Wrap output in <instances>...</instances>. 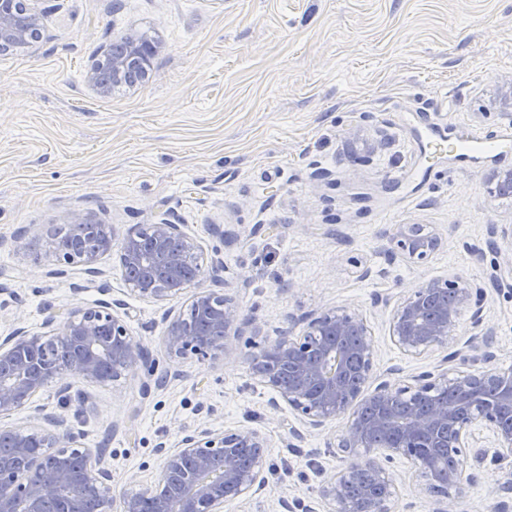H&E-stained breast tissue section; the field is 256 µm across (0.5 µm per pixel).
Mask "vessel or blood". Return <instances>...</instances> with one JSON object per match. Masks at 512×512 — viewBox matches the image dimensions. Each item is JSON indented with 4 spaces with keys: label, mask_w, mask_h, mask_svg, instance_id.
Returning <instances> with one entry per match:
<instances>
[{
    "label": "vessel or blood",
    "mask_w": 512,
    "mask_h": 512,
    "mask_svg": "<svg viewBox=\"0 0 512 512\" xmlns=\"http://www.w3.org/2000/svg\"><path fill=\"white\" fill-rule=\"evenodd\" d=\"M415 131L420 162L416 169L397 173V180L428 183L433 167L445 159L469 165L480 158L512 157V133L507 131L461 137L442 130L427 115L419 116Z\"/></svg>",
    "instance_id": "1"
}]
</instances>
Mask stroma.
Wrapping results in <instances>:
<instances>
[{"mask_svg": "<svg viewBox=\"0 0 512 512\" xmlns=\"http://www.w3.org/2000/svg\"><path fill=\"white\" fill-rule=\"evenodd\" d=\"M50 38L0 52V334L38 329L54 313L121 299L162 387L143 391L145 369L100 385L75 381L86 402L63 406L57 383L39 402L104 447L113 512L124 492L153 483L160 443L207 419L256 429L270 442L265 491L224 512H325L322 481L339 460L327 448L344 420L294 439L299 422L272 410L269 388L245 364L246 340L273 341L301 317L359 309L374 345L372 382L438 364L442 350L412 358L391 341L379 294L463 275L485 295L494 365L512 369V200L491 197L505 163L442 172L417 189L389 175L416 167L412 116L464 135L512 130V0H25ZM148 35L162 44L147 83L100 95L85 73L101 46ZM94 213L122 239L130 227L185 225L205 258L224 260L227 295L249 324L227 352L170 359L164 304L127 288L117 254L50 276L44 247L15 251L34 227L50 236L69 213ZM400 224L435 227L442 245L426 262L387 263ZM487 443L458 512H512V460ZM394 512H433L410 464L395 460Z\"/></svg>", "mask_w": 512, "mask_h": 512, "instance_id": "1", "label": "stroma"}]
</instances>
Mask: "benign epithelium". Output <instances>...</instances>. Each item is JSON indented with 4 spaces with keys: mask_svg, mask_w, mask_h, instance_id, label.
Masks as SVG:
<instances>
[{
    "mask_svg": "<svg viewBox=\"0 0 512 512\" xmlns=\"http://www.w3.org/2000/svg\"><path fill=\"white\" fill-rule=\"evenodd\" d=\"M46 31L45 16L23 0H0V47L28 48ZM122 49L110 44L103 60L118 82L147 72L161 45L136 34L123 36ZM85 80L100 94L110 84L99 65ZM491 193L512 199V169L491 174ZM68 223L74 237L52 239L56 262L74 263L81 252L79 230L98 224L90 212H74ZM437 230L402 224L393 233L391 259L426 261L441 245ZM112 252V235L98 237L91 253L82 252L86 273L100 274L93 264ZM120 265L129 291L153 301L172 300L196 288L203 274V252L185 225L164 220L146 231L133 226L119 247ZM483 294L466 278H432L408 288L396 301L378 295L374 305L392 306L389 335L407 356L419 357L444 349L442 364L407 383L385 379L369 396L360 398L373 372V343L363 315L350 307L290 318L289 327L273 342L249 340L251 376L274 393L270 406L288 407L313 429L339 418L346 425L337 439L341 466L320 486L327 512H393L395 479L386 464L406 460L421 481V489L439 497L436 512H455L463 481L475 474L467 466L481 460L475 431L490 432L496 454L512 457V374L492 366L465 369L477 348L474 334L460 348L448 347L458 321L469 314L472 327L482 323ZM192 306L205 321V331L191 335L184 315L167 311L163 342L171 358L194 356L200 361L225 352V339L239 334L244 323L223 289H201ZM120 300L98 301L62 315H50L44 330L23 328L0 336V416L34 408V425L11 428L16 456L0 455V512H109L112 471L96 448L82 446V434L64 425L59 416L34 405L47 384L64 376L103 384L121 371L156 370L145 344L131 336L119 309ZM304 324L302 331L295 326ZM267 438L253 429L221 430L204 424L185 428L175 445L162 446L157 482L122 495L121 512H141L143 500L155 512H224V506L266 486Z\"/></svg>",
    "mask_w": 512,
    "mask_h": 512,
    "instance_id": "benign-epithelium-1",
    "label": "benign epithelium"
}]
</instances>
